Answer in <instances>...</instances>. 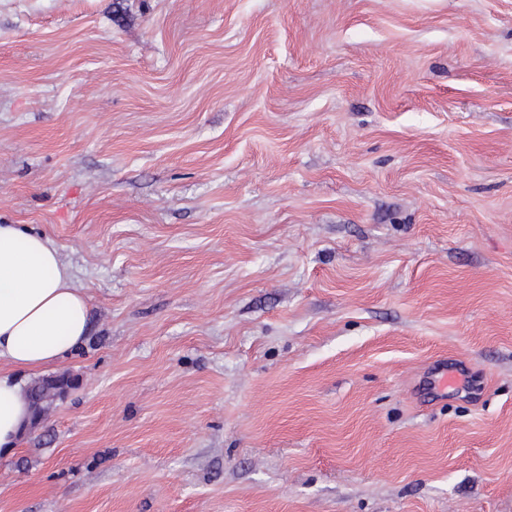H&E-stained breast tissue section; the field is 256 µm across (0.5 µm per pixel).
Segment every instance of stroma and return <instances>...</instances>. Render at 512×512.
<instances>
[{
    "label": "stroma",
    "mask_w": 512,
    "mask_h": 512,
    "mask_svg": "<svg viewBox=\"0 0 512 512\" xmlns=\"http://www.w3.org/2000/svg\"><path fill=\"white\" fill-rule=\"evenodd\" d=\"M0 223L90 304L0 512H512V0H0Z\"/></svg>",
    "instance_id": "stroma-1"
}]
</instances>
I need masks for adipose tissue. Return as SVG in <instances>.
I'll list each match as a JSON object with an SVG mask.
<instances>
[{"mask_svg":"<svg viewBox=\"0 0 512 512\" xmlns=\"http://www.w3.org/2000/svg\"><path fill=\"white\" fill-rule=\"evenodd\" d=\"M87 296L48 235L0 224V450L14 448L29 415L15 370L64 360L84 341Z\"/></svg>","mask_w":512,"mask_h":512,"instance_id":"1","label":"adipose tissue"}]
</instances>
